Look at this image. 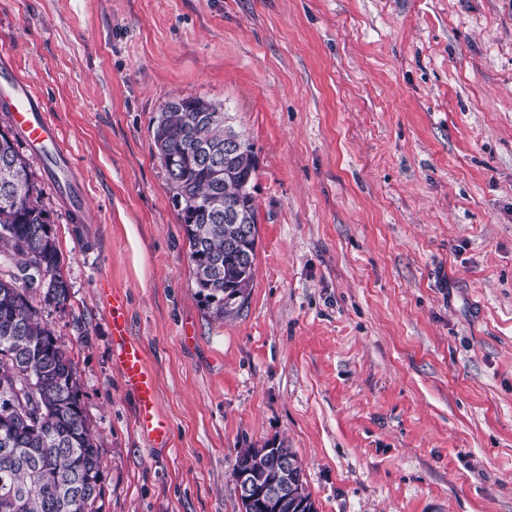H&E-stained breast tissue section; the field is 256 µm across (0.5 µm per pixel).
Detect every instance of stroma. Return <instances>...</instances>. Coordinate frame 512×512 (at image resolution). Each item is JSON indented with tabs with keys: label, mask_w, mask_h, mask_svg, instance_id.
Here are the masks:
<instances>
[{
	"label": "stroma",
	"mask_w": 512,
	"mask_h": 512,
	"mask_svg": "<svg viewBox=\"0 0 512 512\" xmlns=\"http://www.w3.org/2000/svg\"><path fill=\"white\" fill-rule=\"evenodd\" d=\"M91 216L27 153L70 286L100 512H240L239 448H288L317 512H512V0H0ZM223 105L253 145L255 275L198 295L153 131ZM169 428L153 446L102 292Z\"/></svg>",
	"instance_id": "stroma-1"
}]
</instances>
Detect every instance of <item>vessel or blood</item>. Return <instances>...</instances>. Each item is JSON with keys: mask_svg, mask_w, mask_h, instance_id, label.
<instances>
[{"mask_svg": "<svg viewBox=\"0 0 512 512\" xmlns=\"http://www.w3.org/2000/svg\"><path fill=\"white\" fill-rule=\"evenodd\" d=\"M9 85V91L0 94V109L8 112L13 128L31 145L49 150L50 164L69 181H76L71 152L63 145L59 130L48 119L37 97L23 81L13 79ZM109 330L113 343L118 346L116 362L137 396L139 428L154 439H165L166 427L155 412V380L146 368L141 347L125 339L126 307L118 294L111 299Z\"/></svg>", "mask_w": 512, "mask_h": 512, "instance_id": "b4317fda", "label": "vessel or blood"}]
</instances>
